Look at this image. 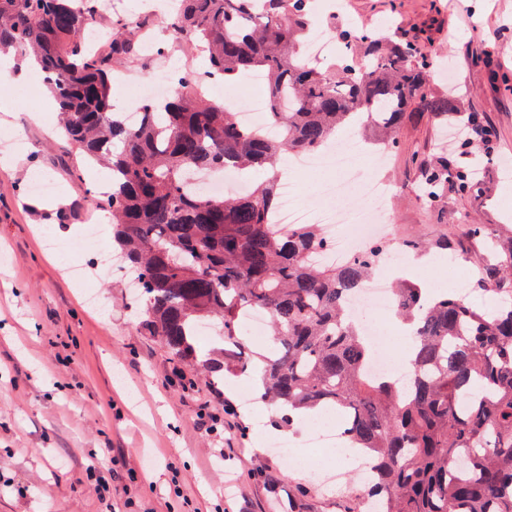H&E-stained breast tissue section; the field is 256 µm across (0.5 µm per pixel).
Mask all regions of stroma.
<instances>
[{"instance_id": "35a3bbf8", "label": "stroma", "mask_w": 512, "mask_h": 512, "mask_svg": "<svg viewBox=\"0 0 512 512\" xmlns=\"http://www.w3.org/2000/svg\"><path fill=\"white\" fill-rule=\"evenodd\" d=\"M337 29L362 24L392 34L438 58L434 93L452 91L457 109L476 112L496 132L486 166L487 195L449 194L445 223L417 198L420 163L437 152L443 124L411 112L382 170L392 186L388 235L430 243L401 279L440 291L456 287L447 257L480 253L469 227L512 224V0H343ZM27 148L16 168H0V512H105L111 490L127 489L128 512H287L304 486L305 512H339L363 488L352 467L310 447V424L290 427V451L265 448L276 415L241 404L254 378L225 374L222 386L194 378L184 391L159 341L140 328L141 304L120 278L85 268L83 284L67 275L65 249L100 213L87 191L89 166L60 135L47 91L29 77L0 78V142ZM48 178L55 197L30 183ZM78 205L77 219L58 223L56 210ZM447 237V250L432 242ZM224 410L211 434L198 425L199 404ZM223 448L216 459L210 451ZM114 451L112 479L88 474ZM327 465L330 480L312 481L301 458Z\"/></svg>"}]
</instances>
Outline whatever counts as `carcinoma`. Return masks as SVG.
<instances>
[{"mask_svg":"<svg viewBox=\"0 0 512 512\" xmlns=\"http://www.w3.org/2000/svg\"><path fill=\"white\" fill-rule=\"evenodd\" d=\"M180 0L167 39L187 37L208 71L227 83L260 74L267 117L281 132L243 131L238 113L187 85L152 103L136 127L112 111V71L143 53L135 28L114 20L99 54L82 42L102 0H0V53L15 52L52 77L60 129L83 160L111 171L101 207L112 217V249L138 278L141 329L170 358L208 377L253 373L260 399L288 411L332 407L361 450L367 499L382 512H512V236L470 234L487 244L477 306L453 293L393 289L395 315L411 325L415 356L401 385L368 375L371 349L348 300L376 270L378 244L339 267L309 262L323 236L315 224L281 230L274 218L280 176L232 197L192 183L198 171L276 169L282 155L312 153L342 127L393 147L405 115L442 119L452 95L430 90L431 62L381 29L342 37L338 61L309 62L308 0ZM463 123L471 141L494 136L478 113ZM481 197L486 182L442 158L421 166L419 200L443 212L448 191ZM270 315L275 347L262 354L242 336L240 315ZM223 330L208 354L196 326Z\"/></svg>","mask_w":512,"mask_h":512,"instance_id":"1","label":"carcinoma"}]
</instances>
